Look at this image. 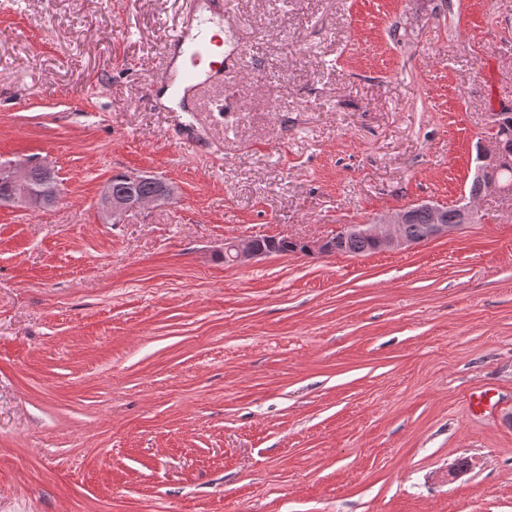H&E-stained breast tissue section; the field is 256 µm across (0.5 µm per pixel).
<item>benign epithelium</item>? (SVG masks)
<instances>
[{
  "label": "benign epithelium",
  "instance_id": "1",
  "mask_svg": "<svg viewBox=\"0 0 512 512\" xmlns=\"http://www.w3.org/2000/svg\"><path fill=\"white\" fill-rule=\"evenodd\" d=\"M504 113H489V126L483 136L475 158L473 176L486 179L488 191L494 193L511 192L512 183L503 182L500 174L512 170V157L508 156L499 137V129ZM56 172L47 161L36 158L26 161H7L0 163V183L10 193V205L38 204L49 206L56 202L59 194L58 184L51 183ZM159 189L151 196H128L114 187L112 180L104 181L97 194V209L102 222L119 224L132 210L150 206H163L171 203L177 194L175 186L165 180H159ZM462 223L470 224L477 218V205L468 196H462L456 204ZM412 207L395 209L366 224H349L347 231L359 230L375 239L386 251H402L415 245V241L405 237L402 225L408 222ZM308 250L326 255L335 253L334 241L330 237L316 240L306 239ZM220 255L227 257L233 265H246L270 255V251L252 237L224 243Z\"/></svg>",
  "mask_w": 512,
  "mask_h": 512
}]
</instances>
